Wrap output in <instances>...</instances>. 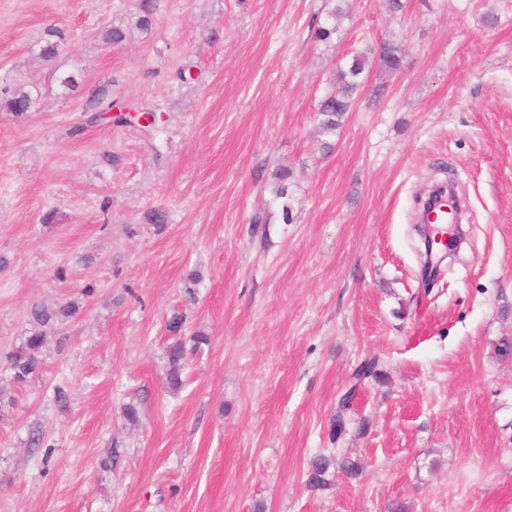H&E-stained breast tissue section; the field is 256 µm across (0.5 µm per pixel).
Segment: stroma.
Segmentation results:
<instances>
[{
	"label": "stroma",
	"mask_w": 512,
	"mask_h": 512,
	"mask_svg": "<svg viewBox=\"0 0 512 512\" xmlns=\"http://www.w3.org/2000/svg\"><path fill=\"white\" fill-rule=\"evenodd\" d=\"M402 3L0 0V89L33 97L0 108V512H512V0ZM101 90L136 119L92 121ZM449 182L466 241L427 292L414 214ZM175 314L208 338L177 390ZM367 65L366 55H357L346 69L339 70V89L328 94L319 105L323 133L333 135L341 127L342 118L351 108L352 95L360 86L359 77ZM0 94L6 95L3 100L0 95V104L9 112L20 115L32 108L33 97L24 88L19 87L13 90L1 89ZM78 312V307L73 303L61 305L57 310L48 309L45 307H36L31 311V317L36 323L37 327H46L51 322L60 318H69ZM48 336L42 330H34L26 337L23 346L9 356L8 365L13 383H25L36 377L41 370L40 351ZM187 345L183 339H175V341L168 347V378L169 384L174 390L182 386L181 372L183 369L184 360L186 357Z\"/></svg>",
	"instance_id": "stroma-1"
}]
</instances>
